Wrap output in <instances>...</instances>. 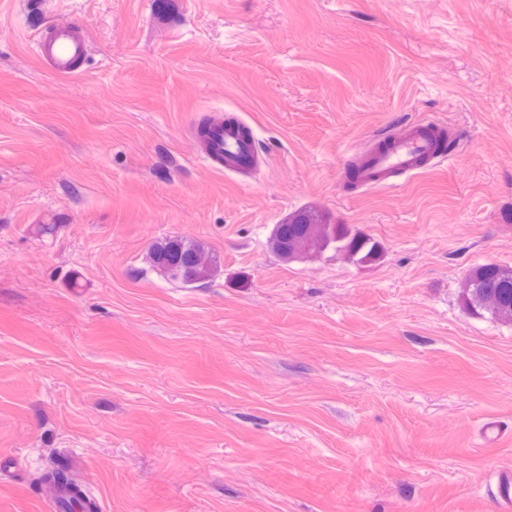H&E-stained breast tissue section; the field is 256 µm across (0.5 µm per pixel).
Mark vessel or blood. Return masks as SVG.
Segmentation results:
<instances>
[{"mask_svg": "<svg viewBox=\"0 0 512 512\" xmlns=\"http://www.w3.org/2000/svg\"><path fill=\"white\" fill-rule=\"evenodd\" d=\"M90 52V39L78 23L62 20L42 29L33 40L37 63L55 76L75 78ZM446 126L432 122L413 124L387 136L358 165L359 184L365 188L389 186L395 176H414L422 165L450 161L445 147ZM202 160L207 167L238 177L256 165V142L244 121L225 123L216 117Z\"/></svg>", "mask_w": 512, "mask_h": 512, "instance_id": "obj_1", "label": "vessel or blood"}]
</instances>
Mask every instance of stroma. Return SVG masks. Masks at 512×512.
<instances>
[{
    "mask_svg": "<svg viewBox=\"0 0 512 512\" xmlns=\"http://www.w3.org/2000/svg\"><path fill=\"white\" fill-rule=\"evenodd\" d=\"M57 20L90 35L80 77L30 50ZM216 113L255 180L202 164ZM419 121L452 160L348 187ZM304 209L381 257L282 261ZM170 235L215 275L149 270ZM488 262L512 266V0H0V512H53V467L102 512H501L512 323L460 297Z\"/></svg>",
    "mask_w": 512,
    "mask_h": 512,
    "instance_id": "1",
    "label": "stroma"
}]
</instances>
